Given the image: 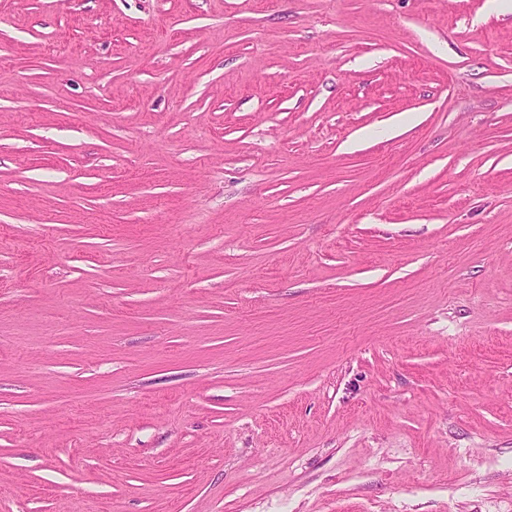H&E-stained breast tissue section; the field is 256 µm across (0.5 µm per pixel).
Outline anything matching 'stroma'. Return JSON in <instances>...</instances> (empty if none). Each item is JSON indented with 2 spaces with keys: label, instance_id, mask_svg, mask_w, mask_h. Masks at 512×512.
Segmentation results:
<instances>
[{
  "label": "stroma",
  "instance_id": "1",
  "mask_svg": "<svg viewBox=\"0 0 512 512\" xmlns=\"http://www.w3.org/2000/svg\"><path fill=\"white\" fill-rule=\"evenodd\" d=\"M0 512H512V5L0 0Z\"/></svg>",
  "mask_w": 512,
  "mask_h": 512
}]
</instances>
